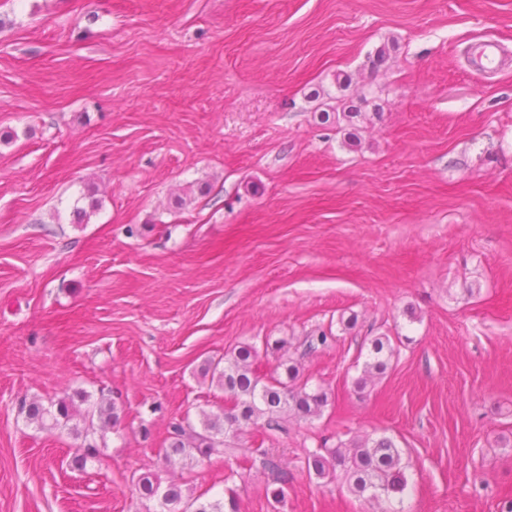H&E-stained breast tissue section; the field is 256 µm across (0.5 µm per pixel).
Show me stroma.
I'll use <instances>...</instances> for the list:
<instances>
[{
    "mask_svg": "<svg viewBox=\"0 0 512 512\" xmlns=\"http://www.w3.org/2000/svg\"><path fill=\"white\" fill-rule=\"evenodd\" d=\"M504 52L492 73L471 58ZM390 56L372 61L381 47ZM344 100L355 111L343 118ZM357 316L354 329L341 321ZM332 330L320 418L187 479L238 512H374L306 450L394 437L403 512L512 500V0H0V512H144L205 359ZM402 337L365 394L357 358ZM109 394L97 460L22 398Z\"/></svg>",
    "mask_w": 512,
    "mask_h": 512,
    "instance_id": "stroma-1",
    "label": "stroma"
}]
</instances>
